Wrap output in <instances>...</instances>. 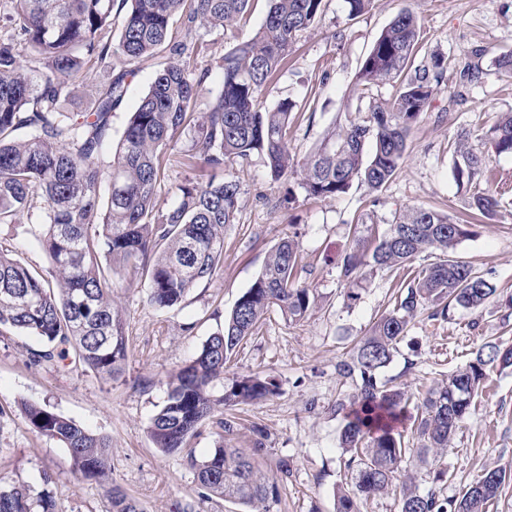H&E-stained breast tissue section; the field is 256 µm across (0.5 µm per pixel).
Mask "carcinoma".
<instances>
[{
  "label": "carcinoma",
  "instance_id": "carcinoma-1",
  "mask_svg": "<svg viewBox=\"0 0 512 512\" xmlns=\"http://www.w3.org/2000/svg\"><path fill=\"white\" fill-rule=\"evenodd\" d=\"M250 0H8L0 13V223H18L32 209L34 196L46 203L45 232L39 242L51 262L49 283L38 271L0 251V330L38 337L47 349L37 361L51 363L73 356V362L100 376L118 373L126 359L122 314L112 300V271L119 267L149 282L150 303L179 305L187 293L217 270L224 255V227L236 221L239 183L232 174L201 184L177 186V203L162 211L156 185L177 139L190 126L196 131L189 158L217 171L257 154L270 174L280 179L295 171L288 148L295 101L273 108L261 95L288 58L298 36L314 27L325 0H269L266 18L255 36L235 46L221 66L222 90L206 112L196 111L204 76H194L202 44L198 27L229 30L243 18ZM129 6L118 43L110 36L114 7ZM185 33L172 40L174 19ZM420 17L401 10L380 32L363 57L355 87L364 98L375 85L393 84V94L368 105L369 116L329 132L302 163V185L314 198L335 199L354 181L377 190L399 170L412 126L437 93L447 59L437 53L430 65L406 78L420 36ZM169 47V61L131 113L118 148L109 159L104 144L112 131V110L127 92L130 66ZM45 60L40 75L28 65L27 53ZM118 55L125 67L98 91L82 121H72L61 102L91 62ZM29 128L26 139L14 137ZM484 137L496 155H512V113H505ZM458 186L468 195L469 209L491 217L498 198L488 187V158L474 151L463 136L450 144ZM107 182V199L100 187ZM467 225L424 208L401 213L390 233L372 253L380 269L406 267L420 253L434 251L435 262L418 271L399 289L392 310L382 315L355 351L336 365L355 393L336 402L345 424L340 443L355 471L352 489L338 488L336 512H357L356 499L401 495V512H488L501 494L506 472L489 469L456 499L423 494L414 473L401 468L407 448L395 424L408 418L407 393L381 373L394 356L409 324L422 311L445 315L451 307L476 310L496 292L470 263L455 256L468 237ZM298 244L281 240L264 268L210 336L196 357L174 376L165 405L150 421L156 447L183 448L215 407L274 396L278 384L270 376L246 375L232 380L213 398L210 387L246 337L253 335L266 313L276 307L298 322L314 302L308 288L295 283ZM366 254L356 250L340 265L357 297ZM512 367V348L486 341L473 360L427 392L414 417L420 440L419 458L437 460L461 424L471 415L473 400L486 368ZM28 425L61 442L76 469L86 477L106 475L109 441L49 409L24 407ZM222 446L202 461L192 462L200 485L211 495L234 499L247 512H270L278 485L263 475L255 456ZM50 477L43 488L0 485V512H58ZM108 512H144L117 488L108 491Z\"/></svg>",
  "mask_w": 512,
  "mask_h": 512
}]
</instances>
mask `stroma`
<instances>
[{"instance_id": "obj_1", "label": "stroma", "mask_w": 512, "mask_h": 512, "mask_svg": "<svg viewBox=\"0 0 512 512\" xmlns=\"http://www.w3.org/2000/svg\"><path fill=\"white\" fill-rule=\"evenodd\" d=\"M268 9V0H251L234 29L195 31L205 46L197 68L208 74L199 111H206L221 89L225 54L254 36ZM404 9L417 12L422 21L415 65L426 64L437 52L447 57L448 68L409 134L392 181L376 191L356 183L346 194L323 200L307 195L300 175L273 180L260 156L235 164L239 212L224 231V260L211 278L179 306L159 308L149 302L147 281L113 275L112 296L127 340L123 370L115 378L72 364L35 361L43 342L20 332L1 333L0 481L38 490L43 475H51L59 512H104L106 492L113 486L136 499L144 512H244L242 505L205 494L190 461L205 459L221 444L250 449L260 439L267 451L257 463L279 486L271 512H335L334 494L351 480L340 447L343 420L335 407L337 400L353 394L336 365L392 308L399 281L394 273L367 270L357 299L350 300L337 265L353 250L372 253L398 215L413 207L469 224L471 233L456 253L496 293L475 311L455 308L444 319L418 315L383 378L404 387L417 404L430 388L464 367L483 342L512 346V156L490 155L500 207L492 218H474L455 181L448 148L466 131L471 144L488 153L485 131L499 113L512 112V76L495 65L499 55L512 51V0H374L358 16L349 14L345 0H326L319 22L297 38L287 62L265 87L263 105L296 101L289 148L296 161H304L329 131L366 117L368 103L355 91L360 61ZM160 63L154 57L135 64L128 91L112 112V143H119ZM467 64L478 66L481 77L464 86L459 71ZM119 65L115 58L84 71L62 103L64 112L74 120L89 112L99 86ZM286 194L292 198L289 208L278 209V198ZM44 208L43 199L35 198L32 217L0 223V249L42 274L50 268L38 243L42 228L37 217ZM288 236L299 244L296 282L313 293L312 307L298 322L270 311L211 385L219 396L233 378L257 373L275 378L278 395L217 407L182 451L156 448L148 426L167 399L171 376L223 328L225 315L255 281L272 247ZM25 403L47 407L107 437L106 477L76 473L62 443L28 426L21 409ZM283 462L289 468L285 475L279 470ZM496 467L506 471L507 479L490 512H512V368L488 369L472 414L447 453L435 463H416L415 470L421 492L455 499ZM440 469L447 471V482L435 481Z\"/></svg>"}]
</instances>
